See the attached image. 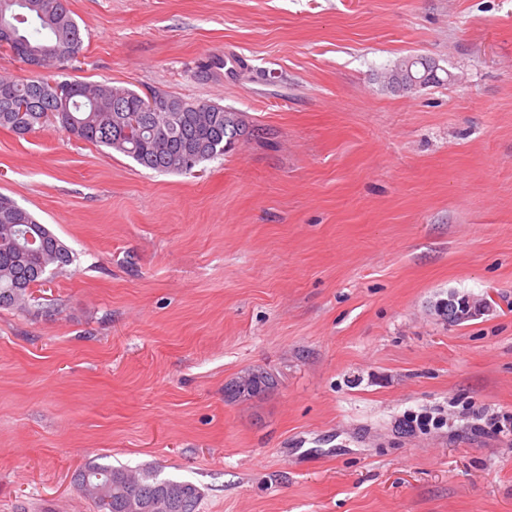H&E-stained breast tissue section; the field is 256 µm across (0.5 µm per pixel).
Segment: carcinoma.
<instances>
[{
	"label": "carcinoma",
	"mask_w": 512,
	"mask_h": 512,
	"mask_svg": "<svg viewBox=\"0 0 512 512\" xmlns=\"http://www.w3.org/2000/svg\"><path fill=\"white\" fill-rule=\"evenodd\" d=\"M0 13L14 31H0V52L35 64L26 78L0 77V128L19 137L54 124L67 134L131 158L159 173H190L233 150L258 129L246 113L220 104L164 94L167 109L150 110L148 98L109 81H59L52 70L83 52L84 37L68 0H0ZM419 69L416 56L387 69L382 82L407 90ZM68 104L58 110L57 91ZM69 246L12 197L0 193V308L29 309L32 288L72 264ZM243 384L251 396L276 385L264 370L250 371L226 387L237 398ZM78 490L98 512H197L201 492L194 484L160 477L155 469L88 465L75 477Z\"/></svg>",
	"instance_id": "obj_1"
}]
</instances>
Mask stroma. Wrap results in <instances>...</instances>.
Wrapping results in <instances>:
<instances>
[{"instance_id":"35a3bbf8","label":"stroma","mask_w":512,"mask_h":512,"mask_svg":"<svg viewBox=\"0 0 512 512\" xmlns=\"http://www.w3.org/2000/svg\"><path fill=\"white\" fill-rule=\"evenodd\" d=\"M61 80L247 113L159 174L0 128V193L74 252L0 308V512H95L90 464L199 512H512V0H69ZM421 55L437 84L382 89ZM469 296L456 322L436 305ZM274 390L232 400L248 369ZM440 427L422 431L410 412ZM421 58L416 56H408L402 58L398 62H396L391 68L387 69L382 76V82L387 89H391L394 91H411L417 88L426 87L430 84L439 83L440 77L437 74V70L440 69L437 67L435 70H431L430 74L424 81L418 84L416 87L407 88V84L409 83L411 77L410 73L416 76V72L419 69V64L417 63V59Z\"/></svg>"}]
</instances>
